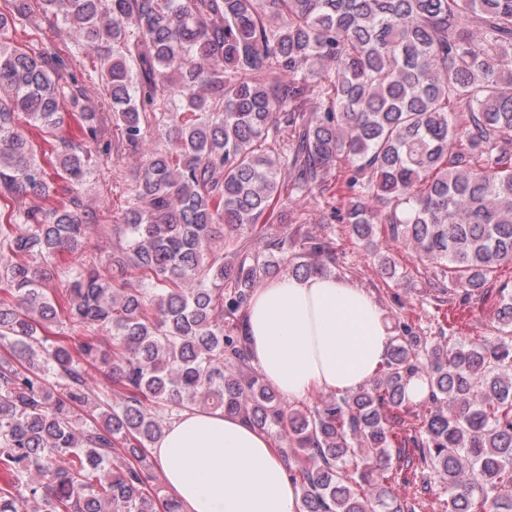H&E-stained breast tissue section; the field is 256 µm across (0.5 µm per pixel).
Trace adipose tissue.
<instances>
[{
  "label": "adipose tissue",
  "instance_id": "1",
  "mask_svg": "<svg viewBox=\"0 0 512 512\" xmlns=\"http://www.w3.org/2000/svg\"><path fill=\"white\" fill-rule=\"evenodd\" d=\"M245 322L253 364L291 400L356 391L385 363L392 340L372 295L330 275L269 280L252 295ZM150 452L185 512H302L280 449L242 418L182 412Z\"/></svg>",
  "mask_w": 512,
  "mask_h": 512
}]
</instances>
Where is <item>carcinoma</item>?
Segmentation results:
<instances>
[{"label": "carcinoma", "mask_w": 512, "mask_h": 512, "mask_svg": "<svg viewBox=\"0 0 512 512\" xmlns=\"http://www.w3.org/2000/svg\"><path fill=\"white\" fill-rule=\"evenodd\" d=\"M40 5L97 52L108 109L85 111L67 59L14 44L30 0H0V283L12 297L0 299V512H182L146 486L147 448L197 409L274 436L303 512H415L386 486L396 443L416 448L413 477L439 479L444 512H512L508 284L494 339L402 325L368 383L298 406L251 367L245 310L273 276L331 272L334 242L298 227L224 258L228 239L263 233L283 204L332 191L343 163L347 204L323 223L367 247L384 224L432 266L439 293L484 294L512 263V0ZM73 112L79 141L62 135ZM153 131L169 150L146 151ZM124 153L145 155L124 223L75 191L47 204V168L80 186ZM20 195L24 208L2 210ZM77 249L79 264L56 265ZM54 278L60 299L46 292ZM92 368L121 400L91 387ZM414 377L427 384L422 419L399 441L390 419Z\"/></svg>", "instance_id": "1"}]
</instances>
